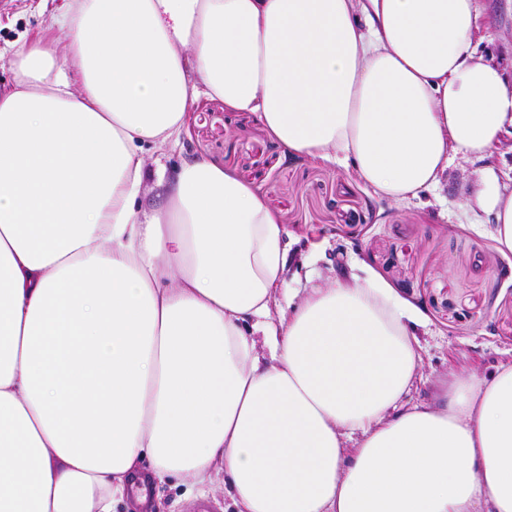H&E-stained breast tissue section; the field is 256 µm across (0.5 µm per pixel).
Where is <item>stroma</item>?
Wrapping results in <instances>:
<instances>
[{
	"label": "stroma",
	"instance_id": "1",
	"mask_svg": "<svg viewBox=\"0 0 512 512\" xmlns=\"http://www.w3.org/2000/svg\"><path fill=\"white\" fill-rule=\"evenodd\" d=\"M55 7L54 0L43 11L38 0H0V47L48 27ZM477 26L479 57L512 78V0H478ZM198 156L265 190L293 237L286 280L307 275L324 285L367 266L418 307L427 322L418 336L423 373L408 402L428 400L432 380L448 372L490 373L512 361V255L458 221L476 179L470 163L453 160L437 202L398 205L362 184H343L340 170L284 157L250 113L206 99L195 105L182 147L161 162L171 174ZM149 495L166 512H235L220 490L159 483Z\"/></svg>",
	"mask_w": 512,
	"mask_h": 512
}]
</instances>
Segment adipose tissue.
<instances>
[{
	"mask_svg": "<svg viewBox=\"0 0 512 512\" xmlns=\"http://www.w3.org/2000/svg\"><path fill=\"white\" fill-rule=\"evenodd\" d=\"M476 28V0H65L10 44L0 512L219 476L238 512H512V362L405 403L424 321L372 270L295 298L287 226L204 157L138 205L209 97L396 204L476 164L463 219L512 254V80ZM493 164L497 167L500 182L512 184V136H505L499 151L493 158Z\"/></svg>",
	"mask_w": 512,
	"mask_h": 512,
	"instance_id": "adipose-tissue-1",
	"label": "adipose tissue"
}]
</instances>
